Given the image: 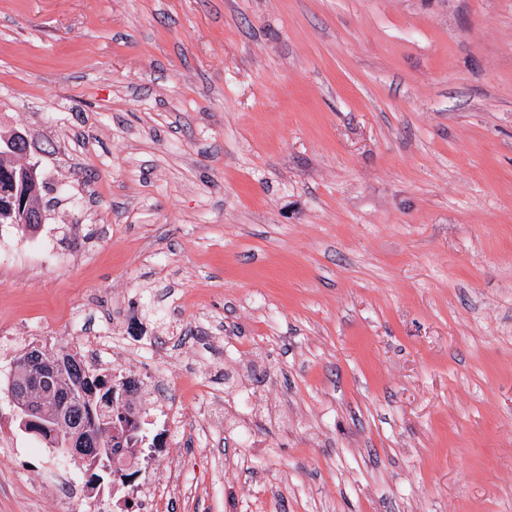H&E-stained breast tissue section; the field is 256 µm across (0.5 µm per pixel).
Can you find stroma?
Listing matches in <instances>:
<instances>
[{
  "label": "stroma",
  "instance_id": "stroma-1",
  "mask_svg": "<svg viewBox=\"0 0 512 512\" xmlns=\"http://www.w3.org/2000/svg\"><path fill=\"white\" fill-rule=\"evenodd\" d=\"M0 512H512V0H0ZM136 381L133 485L24 432L32 345ZM21 184V182H20ZM9 213L15 224H29L30 230H35L46 219L43 202H36L26 188L21 184L20 189L10 198ZM37 224V225H31Z\"/></svg>",
  "mask_w": 512,
  "mask_h": 512
}]
</instances>
